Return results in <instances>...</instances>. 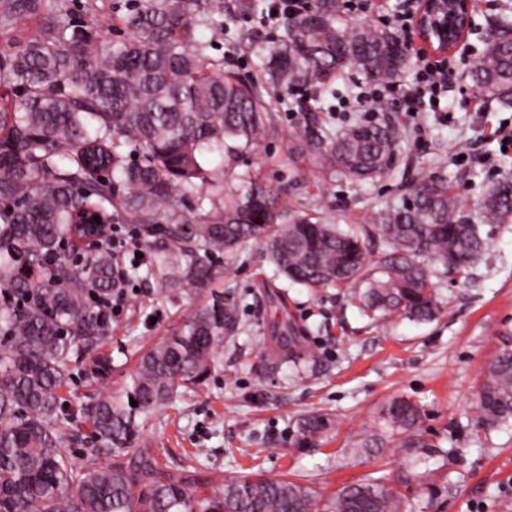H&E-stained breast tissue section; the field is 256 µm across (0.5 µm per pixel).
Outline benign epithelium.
<instances>
[{
	"label": "benign epithelium",
	"mask_w": 512,
	"mask_h": 512,
	"mask_svg": "<svg viewBox=\"0 0 512 512\" xmlns=\"http://www.w3.org/2000/svg\"><path fill=\"white\" fill-rule=\"evenodd\" d=\"M470 21V0H422L415 32L429 51L451 54L460 47Z\"/></svg>",
	"instance_id": "7a95c632"
}]
</instances>
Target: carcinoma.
<instances>
[{
  "mask_svg": "<svg viewBox=\"0 0 512 512\" xmlns=\"http://www.w3.org/2000/svg\"><path fill=\"white\" fill-rule=\"evenodd\" d=\"M113 8L119 29L105 40L91 6L76 0H0V512H405L401 494L379 480L325 498L257 475L198 498L184 473L133 447L142 422L179 389L224 371L220 349L237 328L239 301L222 291L142 351L121 388L64 406L59 391L74 375H112V354L99 347L112 333V293L131 273L115 258L112 225L132 227L166 284L206 287L215 257L255 242L293 284L344 288L365 314L425 322L441 313L439 269L467 275L487 247L481 227L512 218V184L491 186L462 216L448 180L424 178L409 200L345 229L271 191L249 166L226 192L222 158L256 154L270 120L260 86L226 74L213 54L215 38L232 39L221 0ZM27 19L34 30L20 26ZM201 27L213 38H199ZM283 27L258 54L267 81L289 91L313 87L334 99L347 69L388 85L412 65L398 36L350 22L343 0H304ZM469 78L512 106V39H485ZM402 139L390 122L336 129L307 108L289 155L323 180L368 181L394 168ZM84 210L111 225L73 236ZM279 344L282 358L303 360L298 337ZM479 398L488 423L512 421L511 348L488 365ZM385 413L403 434L421 423L407 398ZM73 418L91 427L80 462L66 426ZM330 426L306 415L298 437L306 443ZM103 449L112 454L104 463Z\"/></svg>",
  "mask_w": 512,
  "mask_h": 512,
  "instance_id": "1",
  "label": "carcinoma"
}]
</instances>
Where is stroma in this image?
Masks as SVG:
<instances>
[{"label":"stroma","instance_id":"35a3bbf8","mask_svg":"<svg viewBox=\"0 0 512 512\" xmlns=\"http://www.w3.org/2000/svg\"><path fill=\"white\" fill-rule=\"evenodd\" d=\"M348 14L412 41L413 68L402 82H418L433 57L423 54L410 21L421 0H344ZM224 0V19L236 37L225 47V70L259 78L253 40L278 38L276 19H260ZM512 0H471L473 51L445 59L448 91L439 105L406 112L386 93L372 119L409 131L395 170L373 182L316 181L288 158L302 120L300 95L271 89L272 129L254 169L276 192L293 191L314 211L338 224L368 223L374 209L402 203L426 176L451 181L463 209L484 191L512 180V147L501 148L491 129L512 122V108L484 97L468 72L480 40L492 35ZM488 247L468 279L441 276L442 313L429 322L395 316L371 320L345 303L337 289L312 291L278 276L264 248L245 247L215 261L214 289L240 299L239 328L225 339L224 371L147 420L137 447L157 455L176 473L195 455L198 489L218 495L226 478L259 472L331 495L345 485L382 479L405 497L407 512H512V425L487 426L479 402L483 373L498 351L512 345V220L482 228ZM204 288L165 287L157 269L142 265L129 281L126 301L112 317V376L96 385L75 379L63 391L70 403L123 386L141 350L171 334L208 295ZM292 321L307 356L300 366H267L266 355ZM417 404L419 442L407 443L384 419L390 400ZM328 414L321 437L298 440L309 413ZM373 446L362 447L365 436Z\"/></svg>","mask_w":512,"mask_h":512}]
</instances>
